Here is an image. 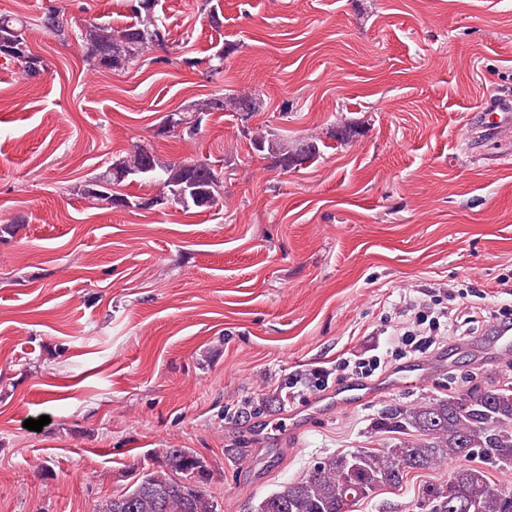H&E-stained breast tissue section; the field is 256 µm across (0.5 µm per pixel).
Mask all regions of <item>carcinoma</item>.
Wrapping results in <instances>:
<instances>
[{
	"label": "carcinoma",
	"mask_w": 512,
	"mask_h": 512,
	"mask_svg": "<svg viewBox=\"0 0 512 512\" xmlns=\"http://www.w3.org/2000/svg\"><path fill=\"white\" fill-rule=\"evenodd\" d=\"M160 0H127L130 21L121 27L91 23L79 31L93 66L122 71L146 53L165 46L171 34L159 12ZM30 22L15 13L0 12V58L22 67L26 79L41 75L43 58L28 41ZM46 34L68 36L60 11L49 9L37 18ZM262 107L252 94L216 92L175 112L178 134L188 138L213 112H235L241 133L253 153L284 173L320 157L315 140H290L271 129L253 130L248 120ZM145 173L159 188V200L149 205L194 206L209 209L224 193V174L208 160L170 162L152 149L137 145L86 180L77 192L84 198L127 208L130 196L117 187ZM378 429L403 435L388 448H360L331 455L299 479L287 481L262 499L257 512H352L353 506L385 488L397 489L409 473L453 464L448 481L427 483L419 491L420 506L429 512H512V490L493 481L484 461L509 468L512 457V386H470L446 398H430L409 407H390L375 423ZM157 467L135 475L130 487L98 504L95 512H218L219 504L201 486L207 461L189 448H165Z\"/></svg>",
	"instance_id": "cac0c4a2"
}]
</instances>
